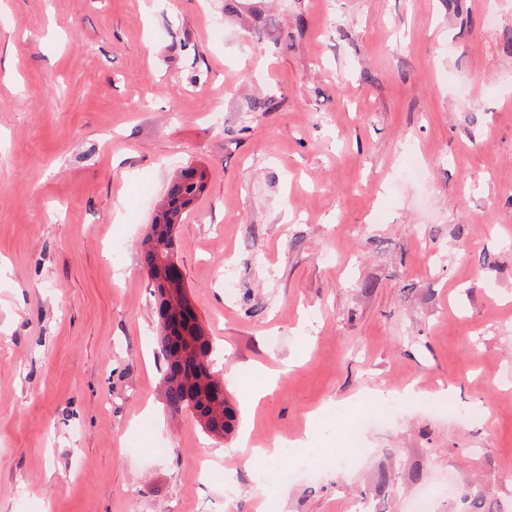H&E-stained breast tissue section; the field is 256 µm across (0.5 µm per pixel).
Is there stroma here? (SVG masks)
<instances>
[{
	"label": "stroma",
	"instance_id": "stroma-1",
	"mask_svg": "<svg viewBox=\"0 0 512 512\" xmlns=\"http://www.w3.org/2000/svg\"><path fill=\"white\" fill-rule=\"evenodd\" d=\"M473 2L0 0V512H512V0ZM188 166L225 439L165 405L140 253Z\"/></svg>",
	"mask_w": 512,
	"mask_h": 512
}]
</instances>
